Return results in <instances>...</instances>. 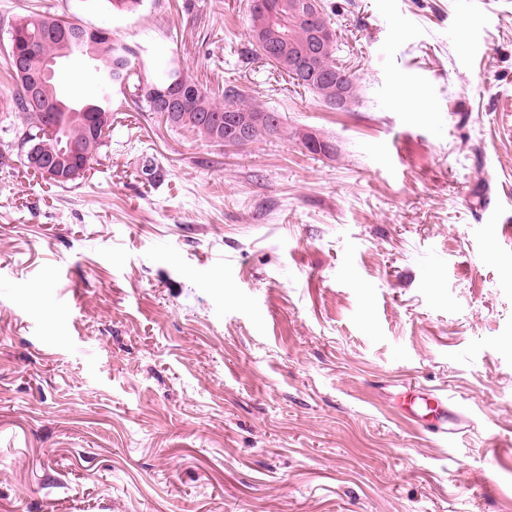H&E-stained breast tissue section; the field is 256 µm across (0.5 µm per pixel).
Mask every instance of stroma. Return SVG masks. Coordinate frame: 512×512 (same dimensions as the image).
I'll use <instances>...</instances> for the list:
<instances>
[{
  "label": "stroma",
  "instance_id": "1",
  "mask_svg": "<svg viewBox=\"0 0 512 512\" xmlns=\"http://www.w3.org/2000/svg\"><path fill=\"white\" fill-rule=\"evenodd\" d=\"M325 5L349 112L251 54L249 0H0V101L49 9L284 127L218 146L116 88L82 179L0 165V512H512V239L476 205L512 219V0ZM424 396L411 395L409 400L401 404L402 418L404 421L419 426L420 429L435 433H442L448 440V433H453V428H448L449 405L448 397H442L435 393H425ZM407 407H406V406ZM431 416L430 418H427Z\"/></svg>",
  "mask_w": 512,
  "mask_h": 512
}]
</instances>
